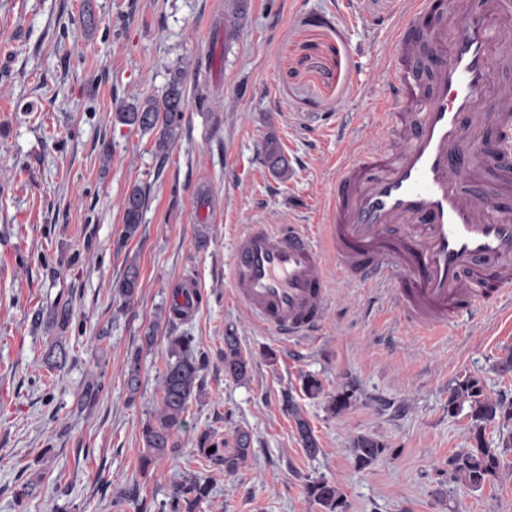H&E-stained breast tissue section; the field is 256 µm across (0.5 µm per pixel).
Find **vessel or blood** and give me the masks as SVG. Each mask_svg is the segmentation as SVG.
I'll list each match as a JSON object with an SVG mask.
<instances>
[{
    "mask_svg": "<svg viewBox=\"0 0 512 512\" xmlns=\"http://www.w3.org/2000/svg\"><path fill=\"white\" fill-rule=\"evenodd\" d=\"M394 38L400 144L337 165L328 236L343 271L394 284L401 318L436 332L460 310L512 301V85L495 81L512 68V0H409ZM232 288L284 341L316 335L330 304L321 254L296 224L250 225Z\"/></svg>",
    "mask_w": 512,
    "mask_h": 512,
    "instance_id": "obj_1",
    "label": "vessel or blood"
}]
</instances>
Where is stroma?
Masks as SVG:
<instances>
[{
	"mask_svg": "<svg viewBox=\"0 0 512 512\" xmlns=\"http://www.w3.org/2000/svg\"><path fill=\"white\" fill-rule=\"evenodd\" d=\"M226 0H0V512H159L172 486L196 475L212 485L195 512H321L304 490L338 485L345 512H512V448L477 489L454 482L449 461L484 441L500 446L512 420L476 435L468 411H448V390L477 379L512 402V306L460 311L448 330L417 332L390 288L336 270L316 237L332 291L317 335L281 342L257 327L232 290V251L251 224L326 218L324 193L338 158L381 135L394 26L404 0H245L238 30ZM183 69L185 112L166 161L154 134L116 122L115 106L160 94ZM288 160L272 174L264 146ZM147 188L149 207L123 253L114 242L122 202ZM141 288L112 293L126 257ZM194 279L202 299L143 336L174 285ZM69 303L65 368L46 367L53 340L35 319ZM234 328L251 364L247 380L224 372V332ZM193 337L209 359L202 389L176 433L178 446L139 470L141 428L158 399L167 338ZM140 351L142 388L130 396L126 358ZM323 384L307 394L303 379ZM102 382L96 404L78 399ZM348 405L334 412L336 395ZM292 398L321 451L303 450ZM252 436L247 463L225 474L197 455L209 430L232 450ZM382 446L355 467L352 445Z\"/></svg>",
	"mask_w": 512,
	"mask_h": 512,
	"instance_id": "stroma-1",
	"label": "stroma"
}]
</instances>
